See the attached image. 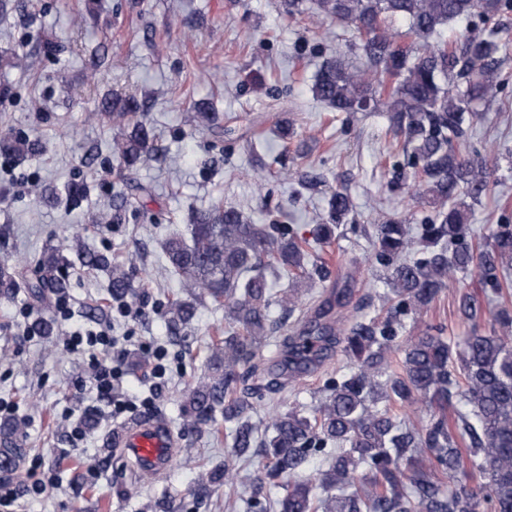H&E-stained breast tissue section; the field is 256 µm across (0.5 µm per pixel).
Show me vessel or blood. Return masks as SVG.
Here are the masks:
<instances>
[{"mask_svg":"<svg viewBox=\"0 0 512 512\" xmlns=\"http://www.w3.org/2000/svg\"><path fill=\"white\" fill-rule=\"evenodd\" d=\"M111 447L135 461L140 471L160 474L173 458L170 428L154 418H143L113 430Z\"/></svg>","mask_w":512,"mask_h":512,"instance_id":"vessel-or-blood-1","label":"vessel or blood"}]
</instances>
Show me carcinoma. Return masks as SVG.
<instances>
[{
    "label": "carcinoma",
    "instance_id": "carcinoma-1",
    "mask_svg": "<svg viewBox=\"0 0 512 512\" xmlns=\"http://www.w3.org/2000/svg\"><path fill=\"white\" fill-rule=\"evenodd\" d=\"M313 14L351 24L361 39L365 66L353 67L339 56L325 60L311 92L335 112L379 110L388 114L409 163L422 174L406 190L436 208L412 235L410 225L394 218L376 225L374 259L385 273L390 302L386 314L368 317L348 309L346 290L332 291L326 308L307 316L300 289L273 292L267 268L279 266L295 278H309V252L295 237L273 236L237 207L216 201L192 212V242L173 235L165 255L182 280L185 299L166 309L168 322L187 326L198 305L224 307V338L212 345L203 380L185 396L187 426L203 429L216 413L235 422L231 455L263 460L251 480L252 512H512V312L492 314L489 330L472 325L458 341L433 327L406 336L405 320H417L439 293L472 268L495 294L512 291V225L501 224L485 241H473L463 195L478 199L498 181L501 161H477L469 153L468 132L482 119L479 106L500 88L501 54L512 41L497 36L462 34L450 40L443 27L479 17L488 21L512 9V0H312ZM396 21L419 40L403 46L390 33ZM25 58L1 51L0 69H19ZM142 105L133 97H114L101 114L131 132L112 142V154L125 169L160 162L148 128L137 119ZM39 144L26 138L0 141V152L24 157ZM349 194L330 192L328 219L316 225L312 242L330 244L352 211ZM89 267L109 272L112 299L133 294L132 270L104 254L81 255ZM34 277L16 278L0 267V295L24 288L36 301L63 295L70 283L60 251L42 254ZM277 303L285 318L270 316ZM340 309L336 317L329 314ZM484 301L471 293L459 299L466 321L482 314ZM299 313L293 325L288 318ZM285 332L279 359L261 364L262 348ZM334 347L349 360L348 371L328 385V394L312 411L302 405L276 410L266 423L252 420L255 400L277 384V374L293 379L325 358ZM403 355L402 371L391 372L387 355ZM464 379L458 387L454 372ZM422 405L430 412L415 423L390 412L388 403ZM463 404L455 428L448 409ZM26 422H0V472L19 477L25 456L20 446ZM469 442V463L485 482L474 485L464 470L457 439ZM336 446L326 469L306 474L312 457ZM229 465L202 469L196 479L200 500L228 479ZM448 477L443 483L440 476ZM283 495L271 500L272 486Z\"/></svg>",
    "mask_w": 512,
    "mask_h": 512
}]
</instances>
